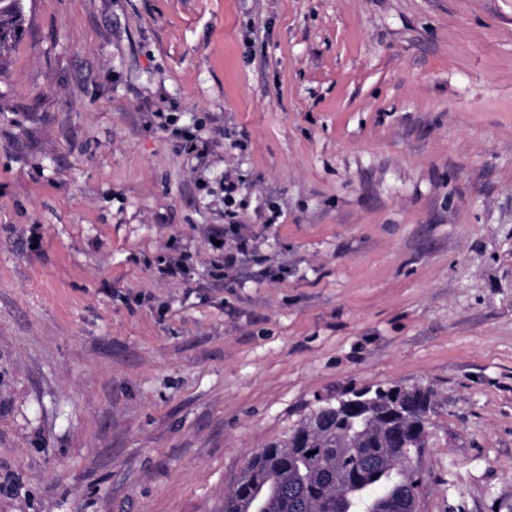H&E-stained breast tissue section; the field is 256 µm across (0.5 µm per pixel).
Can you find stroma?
I'll return each instance as SVG.
<instances>
[{
    "label": "stroma",
    "mask_w": 512,
    "mask_h": 512,
    "mask_svg": "<svg viewBox=\"0 0 512 512\" xmlns=\"http://www.w3.org/2000/svg\"><path fill=\"white\" fill-rule=\"evenodd\" d=\"M23 4L0 512H224L256 450L378 384L433 394L419 512H512V0ZM228 165L271 275L216 265Z\"/></svg>",
    "instance_id": "35a3bbf8"
}]
</instances>
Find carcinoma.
I'll use <instances>...</instances> for the list:
<instances>
[{
  "instance_id": "cac0c4a2",
  "label": "carcinoma",
  "mask_w": 512,
  "mask_h": 512,
  "mask_svg": "<svg viewBox=\"0 0 512 512\" xmlns=\"http://www.w3.org/2000/svg\"><path fill=\"white\" fill-rule=\"evenodd\" d=\"M24 31L23 9L0 8V65ZM399 389L374 387L360 421L327 403L265 444L224 497V512H400L416 499L401 460L424 448L431 392L407 404L396 398Z\"/></svg>"
}]
</instances>
